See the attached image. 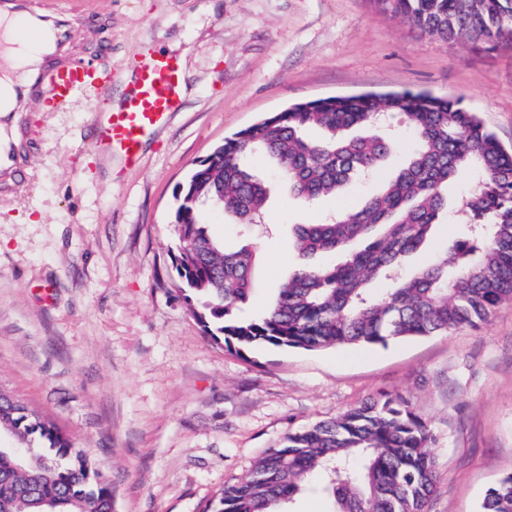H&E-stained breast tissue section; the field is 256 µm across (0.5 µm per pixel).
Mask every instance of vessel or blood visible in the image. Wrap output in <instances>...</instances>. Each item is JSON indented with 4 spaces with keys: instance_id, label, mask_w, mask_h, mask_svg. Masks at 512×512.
<instances>
[{
    "instance_id": "vessel-or-blood-1",
    "label": "vessel or blood",
    "mask_w": 512,
    "mask_h": 512,
    "mask_svg": "<svg viewBox=\"0 0 512 512\" xmlns=\"http://www.w3.org/2000/svg\"><path fill=\"white\" fill-rule=\"evenodd\" d=\"M1 17L11 20L20 32L49 37L58 45L74 36V16L67 0H0ZM186 83L176 57L142 50L120 108L106 112L95 126L98 149L116 153L128 166H137L144 143L181 111ZM79 94L98 104L111 101V69L79 60L49 68L28 67L26 78L11 87V107L0 116V126L12 128L16 116L26 111L34 98H42L54 110Z\"/></svg>"
}]
</instances>
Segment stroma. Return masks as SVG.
Masks as SVG:
<instances>
[{
	"label": "stroma",
	"mask_w": 512,
	"mask_h": 512,
	"mask_svg": "<svg viewBox=\"0 0 512 512\" xmlns=\"http://www.w3.org/2000/svg\"><path fill=\"white\" fill-rule=\"evenodd\" d=\"M77 57L111 68L121 95L136 50L176 54L184 107L138 167L108 169L92 148L85 96L18 126L23 172L0 184V389L54 421L112 483L114 512H204L288 434L397 394L434 434L437 485L426 512H480L512 474V302L477 328L387 345L239 354L207 335L202 300L172 266L174 192L226 137L293 103L364 92L460 100L512 149V48L443 42L372 0H74ZM338 195L291 196L270 160L252 172L274 191L259 223L220 210L206 222L226 249L253 243L263 313L302 263L293 230L360 207L406 161L414 133ZM477 176L445 189L448 209L415 268L463 234L460 203Z\"/></svg>",
	"instance_id": "1"
}]
</instances>
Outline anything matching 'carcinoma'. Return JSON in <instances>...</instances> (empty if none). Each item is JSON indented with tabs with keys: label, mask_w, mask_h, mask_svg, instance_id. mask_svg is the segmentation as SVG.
Wrapping results in <instances>:
<instances>
[{
	"label": "carcinoma",
	"mask_w": 512,
	"mask_h": 512,
	"mask_svg": "<svg viewBox=\"0 0 512 512\" xmlns=\"http://www.w3.org/2000/svg\"><path fill=\"white\" fill-rule=\"evenodd\" d=\"M373 2L444 42L512 47V0ZM387 112L412 123L415 148L405 165L361 207L295 228L303 257L345 250V259L300 265L262 316L240 317L253 290L254 250L225 249L209 232L203 203L218 199L220 209L248 223L260 216L271 187L250 171L257 153L272 159L294 197L334 195L396 148L378 131ZM311 126L322 139L305 135ZM468 169L478 171V182L462 212L474 236L449 240L438 258L401 273L448 208L443 188ZM176 197L173 266L185 299L204 296V327L239 353L261 344L318 350L446 334L480 326L512 299V152L458 100L404 91L298 102L226 139ZM376 281L389 288L374 291ZM2 431L16 447L0 448V512H113L112 485L94 459L0 389ZM433 440L405 399L385 395L289 435L206 512H281L315 472L333 512H423L436 487ZM480 512H512V475L487 490Z\"/></svg>",
	"instance_id": "cac0c4a2"
}]
</instances>
